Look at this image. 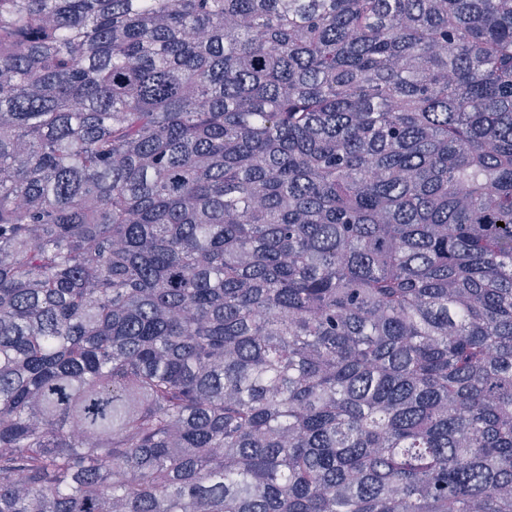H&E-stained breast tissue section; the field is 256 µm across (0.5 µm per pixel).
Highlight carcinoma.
Masks as SVG:
<instances>
[{"mask_svg":"<svg viewBox=\"0 0 512 512\" xmlns=\"http://www.w3.org/2000/svg\"><path fill=\"white\" fill-rule=\"evenodd\" d=\"M0 512H512V0H0Z\"/></svg>","mask_w":512,"mask_h":512,"instance_id":"obj_1","label":"carcinoma"}]
</instances>
